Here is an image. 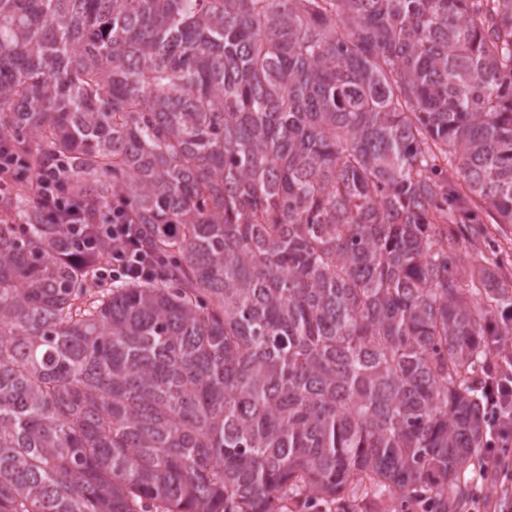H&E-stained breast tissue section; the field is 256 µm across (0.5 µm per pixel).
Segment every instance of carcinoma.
<instances>
[{
    "mask_svg": "<svg viewBox=\"0 0 512 512\" xmlns=\"http://www.w3.org/2000/svg\"><path fill=\"white\" fill-rule=\"evenodd\" d=\"M2 140L0 512H461L512 307L458 253L481 205L512 224V0H0ZM39 170L166 275L65 257Z\"/></svg>",
    "mask_w": 512,
    "mask_h": 512,
    "instance_id": "1",
    "label": "carcinoma"
}]
</instances>
